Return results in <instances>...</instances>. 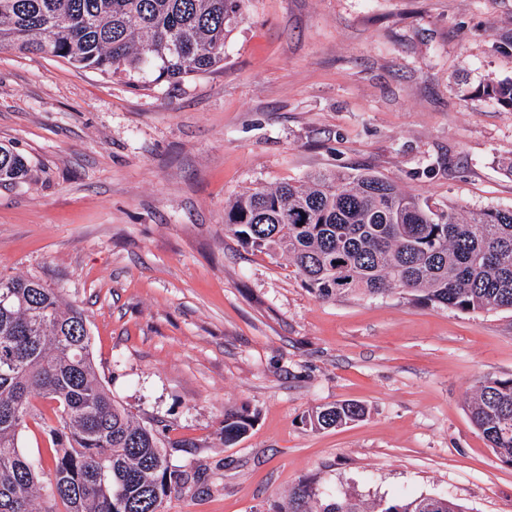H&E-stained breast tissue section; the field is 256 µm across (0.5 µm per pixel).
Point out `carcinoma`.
Returning <instances> with one entry per match:
<instances>
[{
    "label": "carcinoma",
    "mask_w": 512,
    "mask_h": 512,
    "mask_svg": "<svg viewBox=\"0 0 512 512\" xmlns=\"http://www.w3.org/2000/svg\"><path fill=\"white\" fill-rule=\"evenodd\" d=\"M246 0H0V48L60 58L109 78L181 81L224 65V45ZM482 96L512 111V79ZM28 163L0 145V185ZM304 225H299V222ZM243 245L285 255L321 298L386 296L396 290L461 312L512 310V207L468 208L420 200L371 172L319 171L297 183L256 188L224 211ZM39 398L56 421H36ZM357 403L318 407L315 429L361 419ZM470 418L500 460L512 464V378H485ZM38 422L53 454L42 460L22 437ZM251 416L224 412V443L247 433ZM164 430L133 419L101 382L87 317L35 277L0 274V512H163L189 475L170 465ZM319 493L302 481L286 512H466L429 495L368 502ZM64 510H57V505Z\"/></svg>",
    "instance_id": "cac0c4a2"
}]
</instances>
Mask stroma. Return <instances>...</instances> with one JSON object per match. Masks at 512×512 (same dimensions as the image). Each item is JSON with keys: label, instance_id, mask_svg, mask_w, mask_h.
I'll use <instances>...</instances> for the list:
<instances>
[{"label": "stroma", "instance_id": "stroma-1", "mask_svg": "<svg viewBox=\"0 0 512 512\" xmlns=\"http://www.w3.org/2000/svg\"><path fill=\"white\" fill-rule=\"evenodd\" d=\"M512 0H248L224 65L117 81L0 51V273L80 305L98 373L198 473L164 512H276L299 482L374 501L431 494L512 512V467L472 424L512 377V312L395 293L322 299L224 230L238 194L368 169L408 193L512 207ZM363 404L315 430L312 409ZM248 432L224 443V413ZM482 96L494 99L512 111V79L489 81L482 86ZM28 163L24 156L13 148L0 145V185L14 183L27 176Z\"/></svg>", "mask_w": 512, "mask_h": 512}]
</instances>
